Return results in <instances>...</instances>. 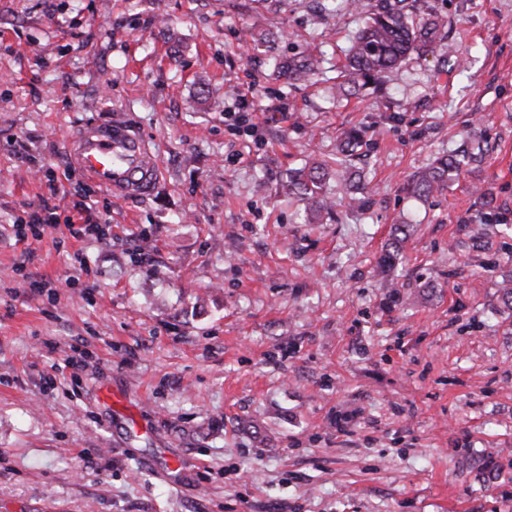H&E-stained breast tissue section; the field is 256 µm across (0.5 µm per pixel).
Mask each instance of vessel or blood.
<instances>
[{
	"label": "vessel or blood",
	"instance_id": "1",
	"mask_svg": "<svg viewBox=\"0 0 512 512\" xmlns=\"http://www.w3.org/2000/svg\"><path fill=\"white\" fill-rule=\"evenodd\" d=\"M64 149L73 167L115 195H145L160 177L146 140L120 113L105 121H85L75 136L65 139Z\"/></svg>",
	"mask_w": 512,
	"mask_h": 512
}]
</instances>
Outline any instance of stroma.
<instances>
[{
    "mask_svg": "<svg viewBox=\"0 0 512 512\" xmlns=\"http://www.w3.org/2000/svg\"><path fill=\"white\" fill-rule=\"evenodd\" d=\"M308 2L0 0V512H512V235L478 250L459 224L512 220V0H431L446 51L339 104L362 20ZM314 50L321 76L276 79L273 57ZM115 112L159 161L152 193L38 178ZM352 126L373 132V203L349 210L332 179L342 222L304 223L279 187ZM471 138L487 151L447 191H406ZM87 198L103 235L78 241ZM44 204L57 227L12 244ZM411 224H396L387 243L386 252L379 259V266L387 272L397 261L411 235Z\"/></svg>",
    "mask_w": 512,
    "mask_h": 512,
    "instance_id": "35a3bbf8",
    "label": "stroma"
}]
</instances>
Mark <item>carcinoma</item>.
Instances as JSON below:
<instances>
[{
    "instance_id": "carcinoma-1",
    "label": "carcinoma",
    "mask_w": 512,
    "mask_h": 512,
    "mask_svg": "<svg viewBox=\"0 0 512 512\" xmlns=\"http://www.w3.org/2000/svg\"><path fill=\"white\" fill-rule=\"evenodd\" d=\"M337 3L334 11L356 12L366 15L363 25L350 39L344 51V62L336 68V99L347 98L353 92L399 67L412 54L436 55L448 38V16L442 14L429 0H330ZM323 59L314 53L301 57L274 59L278 77L293 85L309 81L321 74ZM368 129L351 127L338 136L336 162L314 161L288 174L284 187L288 194L310 204V213L332 215L331 204L324 195L331 166L349 192L348 207L364 210L373 195L370 182L353 170L349 158L369 145ZM475 149H462L432 160L408 183L411 194L421 199L445 190L462 171L477 161ZM411 235L408 224L394 226L386 252L379 266L386 272L397 261ZM500 293L503 308L512 311V270L501 274Z\"/></svg>"
}]
</instances>
